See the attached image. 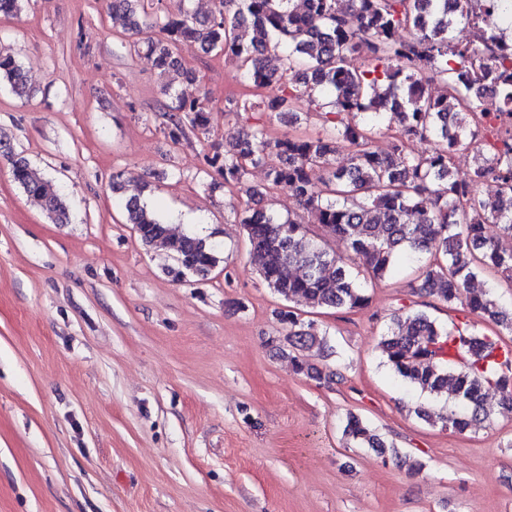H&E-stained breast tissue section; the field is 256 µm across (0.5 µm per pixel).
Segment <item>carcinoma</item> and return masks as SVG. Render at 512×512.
Instances as JSON below:
<instances>
[{"mask_svg":"<svg viewBox=\"0 0 512 512\" xmlns=\"http://www.w3.org/2000/svg\"><path fill=\"white\" fill-rule=\"evenodd\" d=\"M218 0L216 10L199 17L147 20L141 0H106V9L124 31L138 36L133 49L154 57L163 73H196L182 66L179 46L196 45L235 60L260 102L227 99L226 112L254 107L277 115L293 112L294 101L307 97L324 110L323 131L316 135H285L270 139L252 127L234 143L211 144L206 157L220 181L213 187L240 188L248 167L266 168L272 187L286 188L314 223L336 236L377 285L404 259L429 256L411 284L412 293L428 296L454 310L493 324L496 338L480 333L475 323L443 326L423 311L402 307L389 318L378 348L386 364L409 385L436 397H447L462 411L434 415L444 428L463 433L488 421L499 406H512V348L497 337L512 334V308L503 307L478 281L485 272L512 283V124L499 131L501 147L490 149L479 138L486 113L480 99L481 79L493 81L499 114L512 117V38L504 36L501 20L512 21V0ZM482 25L484 46L453 41L450 31L461 21ZM159 28L161 36L152 35ZM412 31L408 40L398 36ZM370 53V62L358 56ZM16 95H29L21 65L0 47V84ZM329 97L319 103L317 97ZM390 111L399 127L386 152L372 141L381 110ZM167 136L175 143L189 127L210 133L212 109L207 98L169 106ZM432 141L428 153L413 150L416 141ZM345 165L336 164L341 150ZM472 149L475 167L466 174L452 170L453 154ZM12 175L26 196L55 224L68 223L62 188L37 176L28 162H12ZM499 183L498 201L490 204L477 192L484 178ZM123 174L112 176V194L125 200L126 223L137 229L147 249L178 259L169 273L178 279L192 270L207 275L221 262L219 247L195 234L171 232L141 200L126 194ZM250 203L237 217L258 262L259 275L282 300L302 301L314 311L362 309L369 297L357 283L343 255L328 251L308 236L302 222L284 218L261 205L263 192L246 188ZM499 233L489 236L485 225ZM277 321L297 350L333 353L327 333L293 310H279ZM299 373L326 375L299 355L291 356ZM352 442L370 448L387 444L357 415L349 414L343 430Z\"/></svg>","mask_w":512,"mask_h":512,"instance_id":"cac0c4a2","label":"carcinoma"}]
</instances>
